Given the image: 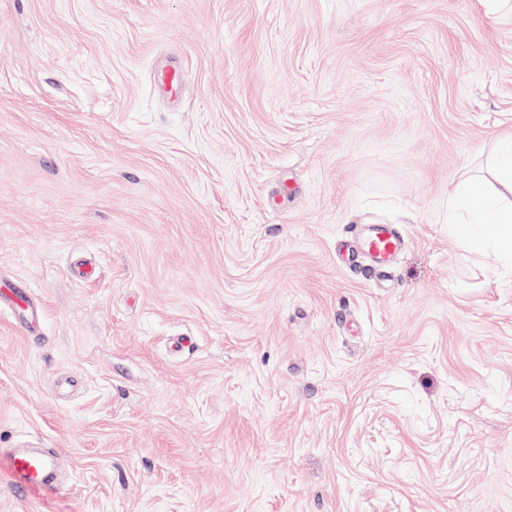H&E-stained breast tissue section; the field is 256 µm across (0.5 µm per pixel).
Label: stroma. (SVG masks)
<instances>
[{"label": "stroma", "mask_w": 512, "mask_h": 512, "mask_svg": "<svg viewBox=\"0 0 512 512\" xmlns=\"http://www.w3.org/2000/svg\"><path fill=\"white\" fill-rule=\"evenodd\" d=\"M508 133L482 0H0V512H512V273L442 223ZM351 240L352 252L365 260V274L381 282L388 281V270L405 246L400 229L394 224L356 225L349 233L348 242ZM33 302L34 297L27 288L13 282H0V309L8 307L18 313H25ZM10 460V480L15 487H46L54 485L50 481L51 470L56 462L55 452L45 448L37 454L7 449Z\"/></svg>", "instance_id": "obj_1"}]
</instances>
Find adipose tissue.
<instances>
[{
  "label": "adipose tissue",
  "instance_id": "obj_1",
  "mask_svg": "<svg viewBox=\"0 0 512 512\" xmlns=\"http://www.w3.org/2000/svg\"><path fill=\"white\" fill-rule=\"evenodd\" d=\"M443 221L468 251L512 267L511 135L497 139L483 168L458 182Z\"/></svg>",
  "mask_w": 512,
  "mask_h": 512
}]
</instances>
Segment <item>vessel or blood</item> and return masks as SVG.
I'll return each mask as SVG.
<instances>
[{"mask_svg":"<svg viewBox=\"0 0 512 512\" xmlns=\"http://www.w3.org/2000/svg\"><path fill=\"white\" fill-rule=\"evenodd\" d=\"M353 250L364 260L367 276L386 281L393 261L402 253L405 239L400 229L392 224H364L353 228L349 233ZM34 298L30 291L13 282H0V309L9 308L22 313L23 327L28 334H35V321L28 316ZM10 480L16 487H50L51 471L56 462L52 449L31 454L17 449H9Z\"/></svg>","mask_w":512,"mask_h":512,"instance_id":"1","label":"vessel or blood"}]
</instances>
